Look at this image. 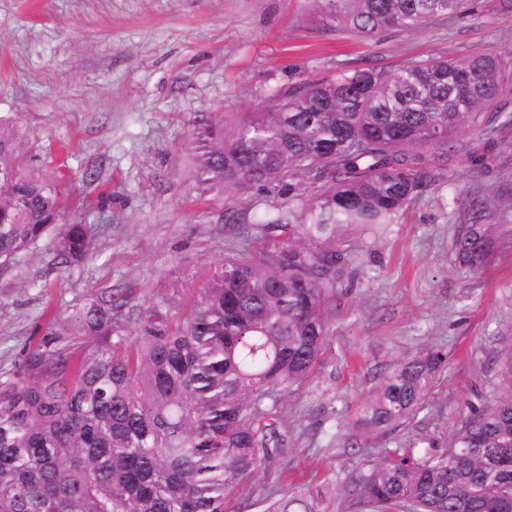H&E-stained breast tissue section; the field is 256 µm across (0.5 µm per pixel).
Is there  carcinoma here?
I'll use <instances>...</instances> for the list:
<instances>
[{"mask_svg": "<svg viewBox=\"0 0 512 512\" xmlns=\"http://www.w3.org/2000/svg\"><path fill=\"white\" fill-rule=\"evenodd\" d=\"M311 21L372 38L466 12L470 0H313ZM512 62L476 51L413 61L395 73L355 68L306 80L244 114L232 132L195 126L200 195L229 187L323 189L251 251L228 258L186 322L164 305L135 309L120 289L53 315L0 380V512H224V499L283 453L268 401L319 362L345 279L352 227L390 224L435 180L438 163L479 165L512 130ZM478 144L458 139L463 128ZM62 179L18 162L0 127V272L55 229L63 264L84 259L91 224H59ZM482 204L454 236L471 273L488 262L495 225ZM440 351L386 375L361 425L392 432L422 404ZM371 512H512V394L470 408L450 446L417 457L384 450L344 487ZM268 512H334L328 485L279 492Z\"/></svg>", "mask_w": 512, "mask_h": 512, "instance_id": "cac0c4a2", "label": "carcinoma"}]
</instances>
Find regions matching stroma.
I'll return each instance as SVG.
<instances>
[{
	"instance_id": "stroma-1",
	"label": "stroma",
	"mask_w": 512,
	"mask_h": 512,
	"mask_svg": "<svg viewBox=\"0 0 512 512\" xmlns=\"http://www.w3.org/2000/svg\"><path fill=\"white\" fill-rule=\"evenodd\" d=\"M312 0H0V125L23 166L64 171V223L96 225L86 259L57 263L43 235L0 274V378L37 337L43 311L63 317L124 288L145 309L166 302L185 321L215 266L301 203L287 190L232 188L200 198L193 123L234 127L267 97L355 67L395 72L409 60L477 50L512 59V0H474L468 16L362 39L316 27ZM95 180L83 177L85 169ZM422 197L380 232L349 231L350 276L335 292L330 335L300 387L272 415L283 462L254 474L228 512H264L276 482L344 483L382 449L421 456L449 446L467 407L508 394L498 354L512 344V137L480 170L437 166ZM487 208L499 234L487 265L461 269L452 239ZM236 223H227V215ZM445 363L421 409L391 434L365 440L355 420L387 374L427 349Z\"/></svg>"
}]
</instances>
